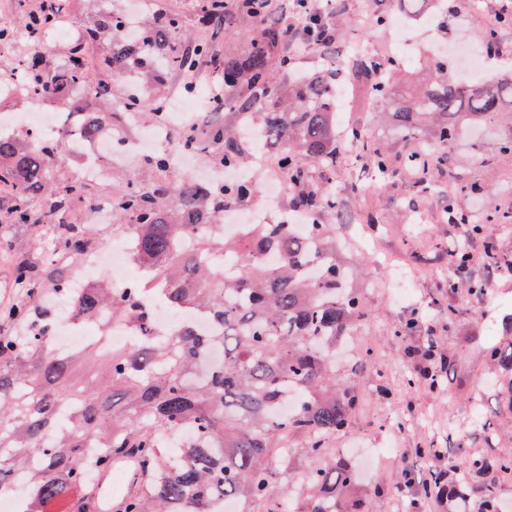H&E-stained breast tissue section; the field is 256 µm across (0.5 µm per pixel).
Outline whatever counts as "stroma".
Returning <instances> with one entry per match:
<instances>
[{
  "instance_id": "35a3bbf8",
  "label": "stroma",
  "mask_w": 512,
  "mask_h": 512,
  "mask_svg": "<svg viewBox=\"0 0 512 512\" xmlns=\"http://www.w3.org/2000/svg\"><path fill=\"white\" fill-rule=\"evenodd\" d=\"M448 7L444 28L423 23L428 8L413 15L406 33L405 61L425 68L435 63L433 48L441 43L468 42L483 45L495 34L498 51L490 56L493 75L512 73V27L496 25L490 0H435ZM42 0H0V21L16 27L14 49L0 51V69L16 64L28 44L22 15L39 9ZM178 14L187 38L205 39L220 56L243 54L265 24L289 23L295 15V0H272L265 19L245 25L234 22L218 28L204 25L195 0H151L139 10L140 24H148L157 14ZM332 35L330 51L322 48L303 53L291 44L293 70L303 74L325 67L334 57H351L363 46L365 61L379 63L378 71L362 76L351 68L336 79L339 110L336 123L368 130L371 139L391 155L408 150V143L389 125L371 101L368 85L383 79L393 91H400L406 79L405 61L392 53L394 33L379 26L377 16L397 18L395 0H331L324 7ZM500 124L483 126L450 144L446 159L433 161L440 191L426 189L411 171L366 193L357 187L372 172L368 155L343 150L334 171L311 165L307 186L318 189L333 181L338 191L340 211L349 224L358 226L361 239H347L338 255L344 262L364 260L359 240L375 247L381 260L367 266L363 297L367 317L355 343L356 350L369 351L375 370L381 374L383 389L367 391L346 432L330 440L338 454L353 459L367 452L375 457L370 468L361 470L360 485L369 492L370 512H404L406 503L399 484L406 468L427 472V463L407 458L406 449L428 444L451 447V456L479 454L487 446L471 437L472 419L481 412L502 426L512 425V412L502 409L499 389L502 371L490 366L485 348L500 342L504 329L512 330V289L507 278L495 277L494 288L484 300H474L465 290L449 292V282L458 278L448 265V251L462 238L458 225L449 223V204L463 202L474 213L489 214L512 208V156L500 154L497 140ZM477 184V194L458 198L461 184ZM416 327L406 336L397 327L407 319ZM435 342L449 364V380L443 390L431 393L424 386H408L407 379L422 364L427 342ZM380 492H372V485Z\"/></svg>"
}]
</instances>
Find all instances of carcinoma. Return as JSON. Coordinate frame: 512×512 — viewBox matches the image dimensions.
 <instances>
[{"label": "carcinoma", "instance_id": "obj_1", "mask_svg": "<svg viewBox=\"0 0 512 512\" xmlns=\"http://www.w3.org/2000/svg\"><path fill=\"white\" fill-rule=\"evenodd\" d=\"M69 0H53L25 18L33 44L39 46L66 13ZM225 0H202L199 12L209 23L226 18ZM239 19L253 21L267 10V0H235ZM126 17L101 8L79 32L65 59L52 66L42 55L21 60L24 84L19 99L41 98L58 109L76 108L84 120L65 133L93 139L108 134L117 114L111 87L92 78L93 69L117 75L132 72L145 84L162 75L208 62L224 75V98L216 110L238 108L227 91L240 86L259 90L244 109L258 120L259 135L278 149V165L298 190L294 210L311 217L309 229L293 224H249L247 241L221 235L224 204L248 201L259 191L256 181L223 184L200 191L189 177L174 173L172 157L146 158L145 187H127L111 197L112 212L125 218L137 242L136 260L144 279L116 288L107 277L90 288L72 287L71 273L53 262L32 258L11 237L15 228L47 238L55 253L75 260L98 249L76 216L89 195L81 179H58L65 163L59 140L37 142L26 134L0 133V250L11 252L18 297L0 309V495L23 503L22 512H47L89 487L88 445L101 448L93 467L105 474L112 464L132 462L143 486L127 496L121 512H213L217 498L234 500L241 512H368L358 495L354 465L329 448L332 437L349 428L364 380L371 378L370 354L354 359L350 375L336 368V344L351 339L366 318L353 284L359 265L336 258V225L318 216L336 208V185L304 189L309 165L336 167L341 142L367 150L376 178L397 174L391 157L374 146L367 132H336V77L349 67L333 61L291 84L276 73L288 68L283 53L295 30L270 25L251 40L242 58L219 62L205 41L186 43L178 15L160 13L135 39H128ZM105 54L92 58L90 45ZM370 95L385 102L398 133L417 141L421 151L405 154L402 167L419 168L435 184L431 160L467 128L512 112V76L463 83L448 77L441 63L427 83L408 96H395L387 84L369 85ZM185 148L219 151L224 167L240 166L236 131L215 121L201 133L181 134ZM450 224L464 226L460 245L448 264L461 276L458 285L476 297L489 295L496 268L512 257H496L483 277L472 276L471 244L484 243L496 226H512V209L479 216L459 204L447 209ZM192 240L193 252L183 242ZM275 258L265 264L259 253ZM48 291L85 322L101 310L112 322L134 328L151 320L150 302L164 300L172 309L194 308L221 323L207 339L177 323L154 336H138L114 348L108 336L72 354L52 346L55 314L41 303ZM224 360L207 374L197 365L212 346ZM490 361L512 371V341L488 351ZM95 365L73 381L79 359ZM473 433L491 452L448 461V495L458 500L477 494V512H503L494 477L512 476V448L500 444L487 417ZM305 437L311 466L303 485L295 483L288 438ZM415 492L404 475L400 489L415 500L413 512H426L434 497V479Z\"/></svg>", "mask_w": 512, "mask_h": 512}]
</instances>
